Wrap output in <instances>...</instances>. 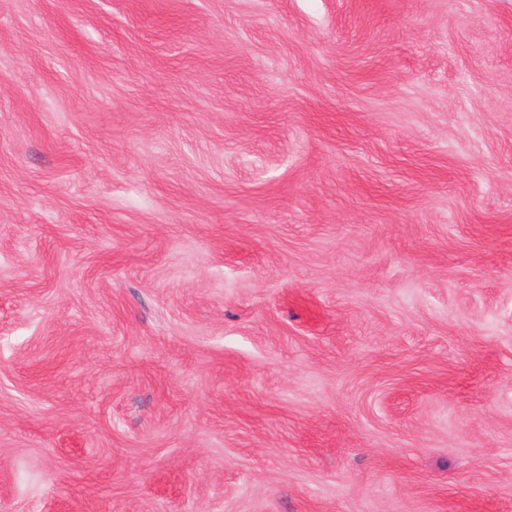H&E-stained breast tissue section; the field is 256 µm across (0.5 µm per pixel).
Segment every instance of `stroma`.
Listing matches in <instances>:
<instances>
[{
    "mask_svg": "<svg viewBox=\"0 0 512 512\" xmlns=\"http://www.w3.org/2000/svg\"><path fill=\"white\" fill-rule=\"evenodd\" d=\"M0 512H512V0H0Z\"/></svg>",
    "mask_w": 512,
    "mask_h": 512,
    "instance_id": "1",
    "label": "stroma"
}]
</instances>
